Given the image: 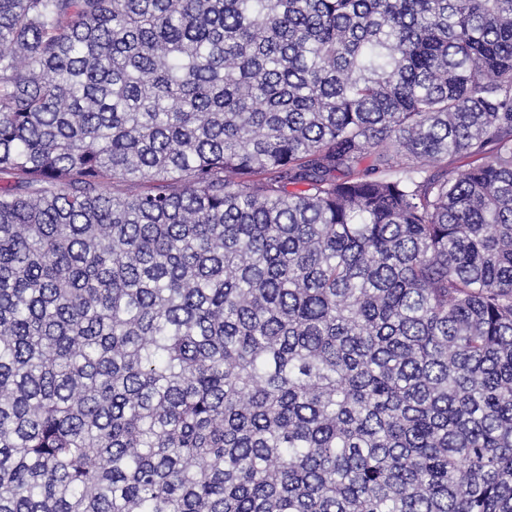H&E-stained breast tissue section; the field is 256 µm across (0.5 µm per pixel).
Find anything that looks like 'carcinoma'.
<instances>
[{"label":"carcinoma","instance_id":"obj_1","mask_svg":"<svg viewBox=\"0 0 512 512\" xmlns=\"http://www.w3.org/2000/svg\"><path fill=\"white\" fill-rule=\"evenodd\" d=\"M0 174V512H512V0H0Z\"/></svg>","mask_w":512,"mask_h":512}]
</instances>
